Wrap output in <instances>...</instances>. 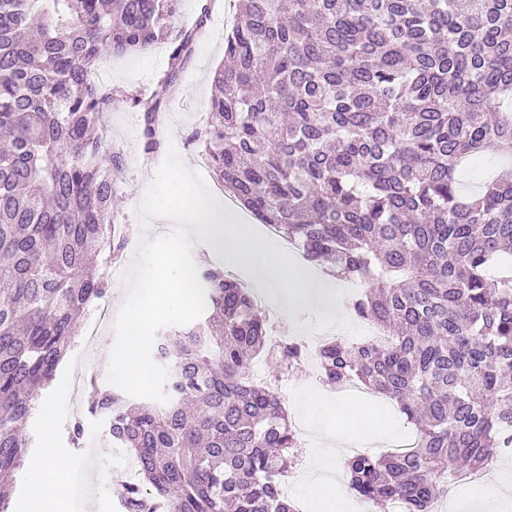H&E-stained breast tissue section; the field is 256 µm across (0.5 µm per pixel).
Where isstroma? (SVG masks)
Instances as JSON below:
<instances>
[{"mask_svg":"<svg viewBox=\"0 0 512 512\" xmlns=\"http://www.w3.org/2000/svg\"><path fill=\"white\" fill-rule=\"evenodd\" d=\"M237 0H215V8L208 20H201L200 0H180L176 27L199 26L190 62L180 74L177 91L171 92L160 113L169 130L168 141L173 142L180 158L186 159L190 171L198 172L205 185H213L210 170L197 166L202 147L194 136L204 129L207 121L214 71L224 62V36L232 26ZM169 41L162 40L149 50L121 58L104 57L97 71L99 82L112 90V110L105 117V125L112 140L113 151L124 160L123 168L115 184L117 203L112 210V221L130 226L131 241L124 247L119 265L124 275L130 274L139 259L142 242L171 234L173 225L161 224L156 218L143 217L141 205L155 174L145 171V161L154 167L161 165L162 156H147L142 139V116L137 102L150 98L158 90L166 73ZM113 281L104 302L111 314H118L125 299V282ZM75 356H68L57 369L51 385L42 390L43 399L51 401L55 408L52 428H45L39 414H32L27 427L29 438L28 456H36L47 442H55L67 448L69 456L61 485L49 479H37L30 472L19 477L10 498V512H20L22 503L34 495L61 496L67 512H121L114 489L136 481L137 474L130 465V455L122 448L114 447L107 426L100 415L91 413L85 394L74 393L71 381L79 370ZM363 390L351 387L335 393V400L345 403H363L366 418L371 427L386 433L387 438L368 446L373 455H382L404 447L413 434L412 427L399 413L396 404L378 400L367 402ZM82 419L85 427L84 444L73 447L69 438V423ZM112 476L111 487L101 486L100 474Z\"/></svg>","mask_w":512,"mask_h":512,"instance_id":"obj_1","label":"stroma"}]
</instances>
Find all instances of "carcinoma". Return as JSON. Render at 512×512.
Listing matches in <instances>:
<instances>
[{"instance_id": "obj_1", "label": "carcinoma", "mask_w": 512, "mask_h": 512, "mask_svg": "<svg viewBox=\"0 0 512 512\" xmlns=\"http://www.w3.org/2000/svg\"><path fill=\"white\" fill-rule=\"evenodd\" d=\"M180 0H0V512L26 461L35 391L53 381L81 318L111 283L89 255L109 232L122 167L102 125L103 55L172 47L166 94L196 33ZM228 64L196 136L217 183L312 264L358 281L346 302L386 344L330 339L323 384L356 381L395 401L413 443L348 457L349 489L435 512L458 478L512 451V0H239ZM160 96L143 109L157 153ZM498 155L474 193L458 168ZM206 309L155 337L166 403L101 393L112 443L141 480L122 512H298L281 490L298 440L279 377L305 344L266 341L248 290L198 266ZM260 354L272 379L250 376Z\"/></svg>"}]
</instances>
